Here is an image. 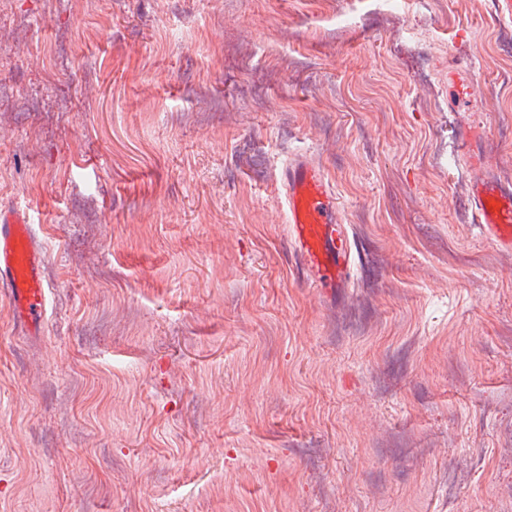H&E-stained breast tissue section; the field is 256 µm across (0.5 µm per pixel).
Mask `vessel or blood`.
<instances>
[{
    "instance_id": "vessel-or-blood-1",
    "label": "vessel or blood",
    "mask_w": 512,
    "mask_h": 512,
    "mask_svg": "<svg viewBox=\"0 0 512 512\" xmlns=\"http://www.w3.org/2000/svg\"><path fill=\"white\" fill-rule=\"evenodd\" d=\"M476 90L474 70L458 64L448 68V108L468 109ZM458 136L467 148L474 176L470 195L477 221L490 241L512 251V185L485 170L480 149L481 125L461 124ZM288 233L297 269L323 290L347 288L353 274L351 254L340 223L339 204L324 173L317 166L295 160L284 172ZM45 252L37 241L28 212L9 205L0 208V294L7 296L15 322L23 334H41L47 318L49 286L44 277Z\"/></svg>"
}]
</instances>
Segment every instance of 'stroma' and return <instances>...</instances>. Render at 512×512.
I'll return each instance as SVG.
<instances>
[{"label":"stroma","instance_id":"obj_1","mask_svg":"<svg viewBox=\"0 0 512 512\" xmlns=\"http://www.w3.org/2000/svg\"><path fill=\"white\" fill-rule=\"evenodd\" d=\"M500 7L0 0V204L50 287L37 337L0 295V512H512V252L458 138L512 183ZM300 154L333 301L293 257ZM476 90L474 69L468 64L448 67V109L466 112ZM467 162L474 172L470 195L477 222L482 224L490 241L501 251H512V185L485 170V155L479 145L485 140L484 128L464 122L458 130ZM288 233L297 269L309 282L336 297L353 274L334 190L317 166L297 159L284 171Z\"/></svg>","mask_w":512,"mask_h":512}]
</instances>
